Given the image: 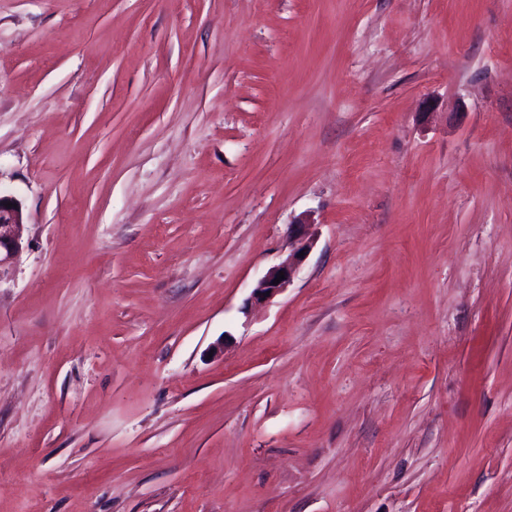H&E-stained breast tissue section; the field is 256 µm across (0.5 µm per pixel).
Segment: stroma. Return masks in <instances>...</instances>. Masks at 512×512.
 I'll return each instance as SVG.
<instances>
[{
	"label": "stroma",
	"instance_id": "35a3bbf8",
	"mask_svg": "<svg viewBox=\"0 0 512 512\" xmlns=\"http://www.w3.org/2000/svg\"><path fill=\"white\" fill-rule=\"evenodd\" d=\"M0 188V512H512V0H0ZM7 203H12V207H6ZM25 226L21 203L0 188V282L13 269L22 248ZM279 271L284 272V279L273 285V281L279 276ZM296 272L295 264L288 263L272 268L255 286L252 291V298L257 302L268 300L282 292L293 281Z\"/></svg>",
	"mask_w": 512,
	"mask_h": 512
}]
</instances>
